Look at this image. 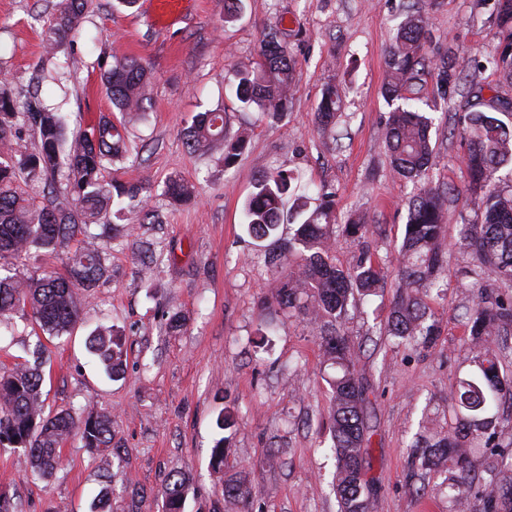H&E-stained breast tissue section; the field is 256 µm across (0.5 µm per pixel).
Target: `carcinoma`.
I'll return each mask as SVG.
<instances>
[{
  "instance_id": "1",
  "label": "carcinoma",
  "mask_w": 512,
  "mask_h": 512,
  "mask_svg": "<svg viewBox=\"0 0 512 512\" xmlns=\"http://www.w3.org/2000/svg\"><path fill=\"white\" fill-rule=\"evenodd\" d=\"M92 0H59L48 20L46 51L51 56L73 42L81 19ZM497 21L503 35V52L493 60L512 80V0H497ZM429 23L423 10L407 15L388 51V76L384 96L391 107L386 122L385 143L395 172L411 181L402 245L398 253L399 285L385 332L400 342L428 347L438 336L436 322L429 321L423 297L442 287V238L447 192L430 185L426 172L434 154L430 130L432 108L425 96L424 76L429 74L443 92L463 79L464 69L455 53L435 60L426 54ZM295 61L281 44L280 33H264L258 58L236 73L235 94L246 108H254L276 122L288 112ZM153 73L136 57L112 62L104 69L107 97L119 112H143ZM342 107L336 87L322 93L316 120L327 129L336 124ZM512 103L498 98L485 102L476 97L470 109L459 114L455 129L469 142L466 166L472 192L478 195L480 219L460 225L457 244L467 252L474 267H490L497 276L495 290L478 288V300L468 321L469 345L476 350L473 370L456 378L452 391L454 431L424 446L414 445L415 459L424 469L451 473L448 481L450 512H461L479 475L476 454L498 447L496 437L498 402L512 397V380L499 368L495 337L512 326V185H500L497 176L512 165V127L498 118L511 114ZM37 137L30 153H17L19 130ZM246 136L229 139L224 110L196 114L189 127L186 147L206 151L224 146V164L231 165L242 153ZM126 158L124 141L112 120L103 118L70 137L64 116L50 109L38 95L20 101L0 85V325L16 311L30 310L35 324L52 338L71 331L78 319L77 291L91 293L107 271L108 242L113 226L131 222V216L148 217L140 199L143 187L135 183L107 184L102 171ZM43 184L42 200L30 202L19 190L21 182ZM295 177L281 170L262 173L243 206L248 234L268 242L264 262L276 274L277 305L288 314L302 317L314 326L325 361L334 368L330 378L328 411L332 449L336 457L334 490L340 512H371L372 486L367 478L366 391L353 362L350 341L344 330L348 306L383 287L384 271L366 251L356 262L342 268L330 256L336 235L332 196L321 192V203L309 211L302 206L285 213ZM163 193L171 201L186 202L195 186L171 176ZM112 210L113 224L92 234ZM297 224L293 236H278L281 224ZM346 236L364 243L369 225L352 217L342 225ZM81 235L86 245L67 256V274L35 272L18 276L9 259L35 250L54 254L62 245ZM105 373L117 377L123 367L120 331L101 325L86 341ZM32 359L0 372V447L22 448L32 475L49 480L61 465V445L73 430L84 445L109 449L112 445V415L90 411L83 418L69 409L45 413L42 386L45 347L38 343ZM496 489L484 512H512V451L498 453ZM189 478L184 473L169 476L160 492L161 512H184ZM252 497L244 475L224 481V503L238 504Z\"/></svg>"
}]
</instances>
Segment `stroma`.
Masks as SVG:
<instances>
[{
	"label": "stroma",
	"instance_id": "35a3bbf8",
	"mask_svg": "<svg viewBox=\"0 0 512 512\" xmlns=\"http://www.w3.org/2000/svg\"><path fill=\"white\" fill-rule=\"evenodd\" d=\"M112 2L95 0L71 49L49 59L43 39L58 0H0V75L20 95L40 91L66 115L69 132L111 112L101 82L106 63L136 56L153 73L146 119H126L128 156L103 173L108 181L141 183L150 218L111 242L108 277L93 298L80 299L71 334L36 336L29 316L14 314L12 331L0 333V368L43 343L50 356L46 411H109L121 456L91 453L75 433L61 447L59 470L41 481L22 451L0 449V492L17 512H94L108 483L112 512H160L162 484L182 472L190 478L185 512H338L328 433L332 370L312 326L279 310L260 244L243 227L255 177L288 170L306 187L309 206L323 189L332 192L338 219L366 216L365 244L385 271L379 294L349 306L345 318L368 402L372 512H448L443 475L421 469L412 446L418 437L453 431L452 387L471 358L466 312L476 285L495 280L490 270L474 274L456 245L459 224L477 214L464 163L468 144L452 133L471 96L463 89L444 96L435 81L426 83L437 103L428 176L455 194L445 212L444 286L426 299L440 329L427 349L384 332L413 185L390 165L382 85L392 39L420 7L429 17V55L457 51L468 58L474 85L512 100V83L492 65L501 50L496 0H242L231 23L224 0H192L165 28L149 0L131 10ZM269 27L280 30L296 62L290 108L275 124L244 108L232 89L236 69L256 57ZM63 67L68 79L53 81ZM329 84L342 108L335 133L324 135L314 115ZM219 106L229 133L250 131L230 167L222 150L192 153L183 139L194 115ZM172 175L195 183L196 197L169 205L163 187ZM145 243L160 260L151 270L140 253ZM175 316L182 319L177 329L170 326ZM103 320L124 335L123 372L114 379L86 349ZM225 410L236 424L217 472L210 458ZM241 472L252 485L250 504L225 506L224 482Z\"/></svg>",
	"mask_w": 512,
	"mask_h": 512
}]
</instances>
